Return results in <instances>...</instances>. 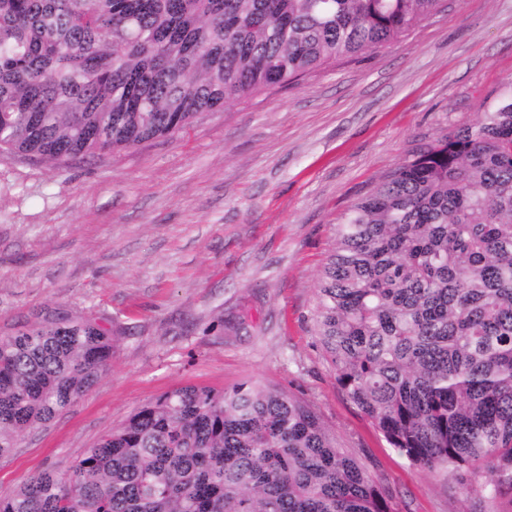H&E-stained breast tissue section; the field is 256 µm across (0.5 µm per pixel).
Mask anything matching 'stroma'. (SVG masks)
Wrapping results in <instances>:
<instances>
[{
  "instance_id": "1",
  "label": "stroma",
  "mask_w": 512,
  "mask_h": 512,
  "mask_svg": "<svg viewBox=\"0 0 512 512\" xmlns=\"http://www.w3.org/2000/svg\"><path fill=\"white\" fill-rule=\"evenodd\" d=\"M512 94V0H446L402 42L203 116L171 138L51 168L0 151V336L46 309L112 334L92 388L0 458V498L67 473L186 385L270 382L312 405L400 512H471L349 399L313 330L337 224L416 143Z\"/></svg>"
}]
</instances>
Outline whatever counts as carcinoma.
I'll use <instances>...</instances> for the list:
<instances>
[{"label":"carcinoma","mask_w":512,"mask_h":512,"mask_svg":"<svg viewBox=\"0 0 512 512\" xmlns=\"http://www.w3.org/2000/svg\"><path fill=\"white\" fill-rule=\"evenodd\" d=\"M443 0H0V148L57 165L186 131L402 41ZM314 333L351 401L416 467L512 498V97L419 143L336 225ZM112 359L98 323L0 336V457ZM0 512H398L300 397L183 386Z\"/></svg>","instance_id":"1"}]
</instances>
